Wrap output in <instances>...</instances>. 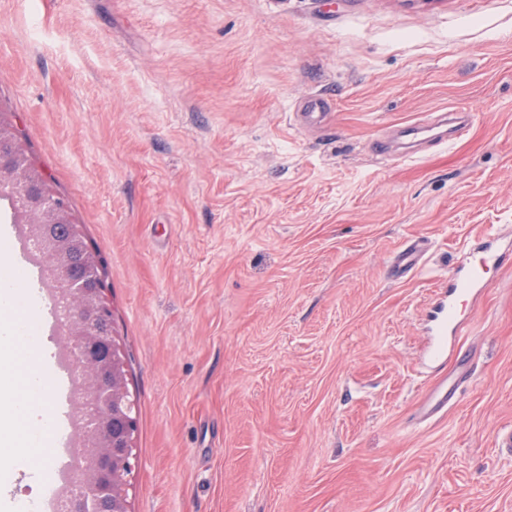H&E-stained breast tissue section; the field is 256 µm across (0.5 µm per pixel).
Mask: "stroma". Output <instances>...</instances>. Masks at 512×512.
Listing matches in <instances>:
<instances>
[{"instance_id":"1","label":"stroma","mask_w":512,"mask_h":512,"mask_svg":"<svg viewBox=\"0 0 512 512\" xmlns=\"http://www.w3.org/2000/svg\"><path fill=\"white\" fill-rule=\"evenodd\" d=\"M461 104L455 145L373 151ZM0 112L104 261L129 512H512V266L469 309L470 381L419 415L438 283L512 232V0H0ZM0 244L60 454L75 371L17 225ZM32 460L0 464V512L45 493ZM427 242L421 239H409L399 252L396 269L402 273L416 271L425 254Z\"/></svg>"}]
</instances>
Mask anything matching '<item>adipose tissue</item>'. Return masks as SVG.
<instances>
[{
	"label": "adipose tissue",
	"mask_w": 512,
	"mask_h": 512,
	"mask_svg": "<svg viewBox=\"0 0 512 512\" xmlns=\"http://www.w3.org/2000/svg\"><path fill=\"white\" fill-rule=\"evenodd\" d=\"M28 303L14 272L0 273V341L12 345L20 355L35 341L24 318ZM48 408L45 382L39 372H24L17 379L15 392L0 395V410L14 421L15 448L43 447L48 427L46 422L34 420L33 415L46 413Z\"/></svg>",
	"instance_id": "obj_1"
}]
</instances>
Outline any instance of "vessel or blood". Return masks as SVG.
Wrapping results in <instances>:
<instances>
[{
  "label": "vessel or blood",
  "mask_w": 512,
  "mask_h": 512,
  "mask_svg": "<svg viewBox=\"0 0 512 512\" xmlns=\"http://www.w3.org/2000/svg\"><path fill=\"white\" fill-rule=\"evenodd\" d=\"M427 244L421 239L407 240L396 263L398 271L417 270ZM512 263V241L499 232L486 231L463 246V256L447 281L443 282L430 309L434 315V340L428 358L436 372L435 382L421 406L423 416L447 411L470 370V356L461 350L457 338L466 325V312L480 292L489 285L488 273ZM456 360L459 370L448 374L449 360Z\"/></svg>",
  "instance_id": "b4317fda"
}]
</instances>
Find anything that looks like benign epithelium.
Wrapping results in <instances>:
<instances>
[{
    "label": "benign epithelium",
    "instance_id": "obj_1",
    "mask_svg": "<svg viewBox=\"0 0 512 512\" xmlns=\"http://www.w3.org/2000/svg\"><path fill=\"white\" fill-rule=\"evenodd\" d=\"M0 199L15 209L18 221L27 228L31 250L44 266V278L53 300L59 335L70 360L77 368L73 391L74 426L80 440L96 436L101 441L98 455L79 470L84 495L62 491L56 512H112L113 502L124 498L122 475L132 447L133 425L122 437L110 433L115 419L126 418V362L112 333V309L100 285L75 283L66 268L67 258L57 243L43 233L48 224L71 222L63 201L55 195H37L25 181L6 166L0 152Z\"/></svg>",
    "mask_w": 512,
    "mask_h": 512
}]
</instances>
